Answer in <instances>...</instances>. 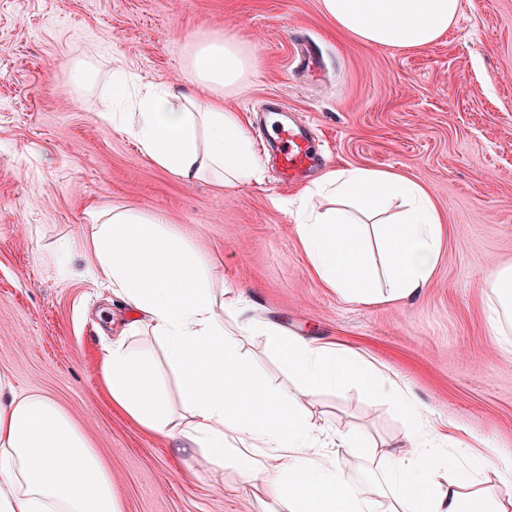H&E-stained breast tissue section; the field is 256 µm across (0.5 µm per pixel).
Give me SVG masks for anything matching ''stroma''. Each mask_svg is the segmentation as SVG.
Returning <instances> with one entry per match:
<instances>
[{
	"mask_svg": "<svg viewBox=\"0 0 512 512\" xmlns=\"http://www.w3.org/2000/svg\"><path fill=\"white\" fill-rule=\"evenodd\" d=\"M242 41L255 72L229 104L254 142L279 101L323 158L282 185L276 154L259 180L226 192L186 184L141 155L102 112L69 95L76 60L98 66L94 95L120 65L143 83L184 78L199 39ZM315 54L316 72L299 63ZM396 170L445 218L427 288L403 303L355 305L307 272L296 206L326 170ZM167 217L256 314L336 342L398 374L433 425L479 452L512 457V349L492 333V265L512 264V0H461L448 34L424 49L372 47L339 31L320 0H0V374L52 397L112 474L120 512H275L239 471L183 453L115 411L98 360L132 310L90 269V209ZM315 418L379 441L403 416L361 389L329 390Z\"/></svg>",
	"mask_w": 512,
	"mask_h": 512,
	"instance_id": "obj_1",
	"label": "stroma"
}]
</instances>
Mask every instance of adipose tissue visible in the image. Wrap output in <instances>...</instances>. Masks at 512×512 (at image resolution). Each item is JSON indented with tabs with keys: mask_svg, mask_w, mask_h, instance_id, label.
Instances as JSON below:
<instances>
[{
	"mask_svg": "<svg viewBox=\"0 0 512 512\" xmlns=\"http://www.w3.org/2000/svg\"><path fill=\"white\" fill-rule=\"evenodd\" d=\"M337 29L365 44L420 49L455 23L460 0H320ZM255 69L239 41L196 43L180 84H145L133 111L112 115L144 156L183 182L207 179L226 190L261 175L241 112L225 104ZM370 214L364 226L357 213ZM313 276L350 304L399 302L427 288L441 255L444 217L425 187L380 168H337L314 183L296 220ZM90 261L129 306L133 321L105 347L100 378L113 407L173 448L228 462L256 499L280 512H507L498 492L512 485V462L426 429L423 408L388 368L336 343L297 336L251 316L242 293L215 290L209 267L159 215L115 207L96 216ZM482 287L495 298L494 324L512 329V266H492ZM148 332L175 373L171 401L153 359L132 338ZM263 336L288 374L266 383L243 351ZM361 385L389 390L407 424L376 444L357 430L311 418L322 390ZM369 464L375 495L355 483ZM497 485H489L487 471ZM0 512H119L112 474L70 415L52 398L22 391L0 375Z\"/></svg>",
	"mask_w": 512,
	"mask_h": 512,
	"instance_id": "obj_1",
	"label": "adipose tissue"
}]
</instances>
